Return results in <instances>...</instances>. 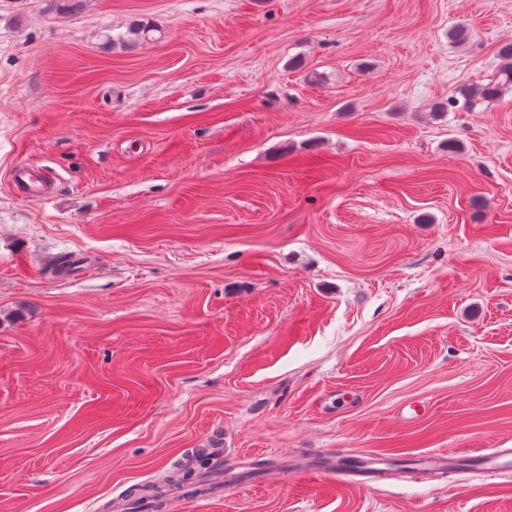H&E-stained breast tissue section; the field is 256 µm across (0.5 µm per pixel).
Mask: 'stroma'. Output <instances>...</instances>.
<instances>
[{"label": "stroma", "mask_w": 512, "mask_h": 512, "mask_svg": "<svg viewBox=\"0 0 512 512\" xmlns=\"http://www.w3.org/2000/svg\"><path fill=\"white\" fill-rule=\"evenodd\" d=\"M509 39L512 0H0V512H128L214 447L238 481L171 512H512L475 463L512 449V91L430 114ZM155 32H158V30L154 29L153 26L140 23L139 21H133L127 27L126 32L121 33L116 37L112 36L111 34H106L105 42L106 44L112 43V46H132L137 43L156 40L157 38L155 37ZM342 459H357L363 461H370L362 467L344 466L340 463ZM375 459L373 458H359L351 455L348 451H343L333 462L324 468L318 469H304L299 471L298 475L302 482L306 485L317 486L324 480H331L339 485H349V477L359 478L361 485L371 487V483L379 478L383 469L375 467Z\"/></svg>", "instance_id": "1"}]
</instances>
